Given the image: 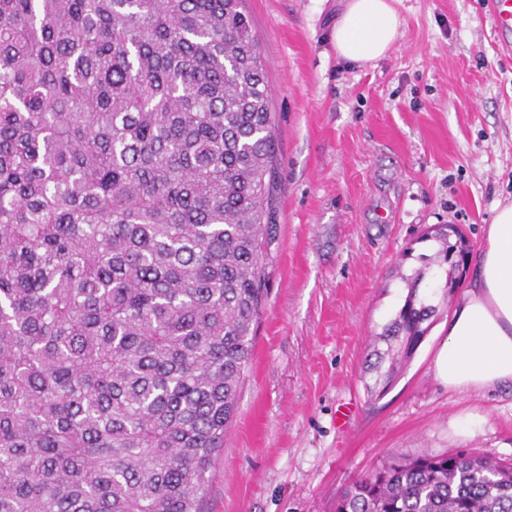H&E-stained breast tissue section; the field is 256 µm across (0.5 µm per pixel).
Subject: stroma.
I'll return each mask as SVG.
<instances>
[{
  "label": "stroma",
  "mask_w": 512,
  "mask_h": 512,
  "mask_svg": "<svg viewBox=\"0 0 512 512\" xmlns=\"http://www.w3.org/2000/svg\"><path fill=\"white\" fill-rule=\"evenodd\" d=\"M400 37L350 65L332 40L343 0H245L268 73L277 192L266 299L204 512H332L390 452L512 462V385L449 389L433 373L449 306L387 393L368 396L372 336L401 307V275L459 225L478 252L512 201V57L486 0H395Z\"/></svg>",
  "instance_id": "35a3bbf8"
}]
</instances>
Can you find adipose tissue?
<instances>
[{
    "label": "adipose tissue",
    "instance_id": "adipose-tissue-1",
    "mask_svg": "<svg viewBox=\"0 0 512 512\" xmlns=\"http://www.w3.org/2000/svg\"><path fill=\"white\" fill-rule=\"evenodd\" d=\"M399 26L392 0H345L333 31L336 53L350 63L381 60L395 45ZM433 369L441 383L461 391L512 383V202L496 207Z\"/></svg>",
    "mask_w": 512,
    "mask_h": 512
}]
</instances>
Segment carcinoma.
Instances as JSON below:
<instances>
[{
	"label": "carcinoma",
	"instance_id": "carcinoma-1",
	"mask_svg": "<svg viewBox=\"0 0 512 512\" xmlns=\"http://www.w3.org/2000/svg\"><path fill=\"white\" fill-rule=\"evenodd\" d=\"M276 169L243 0H0V512H202ZM424 240L373 336L372 395L438 315L427 270L457 283L462 230ZM333 512H512V463L393 452Z\"/></svg>",
	"mask_w": 512,
	"mask_h": 512
}]
</instances>
